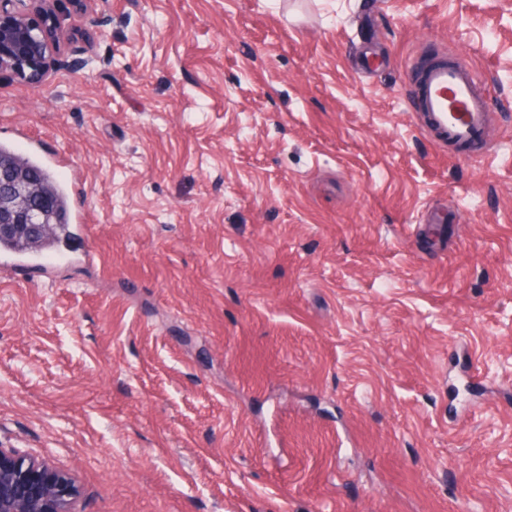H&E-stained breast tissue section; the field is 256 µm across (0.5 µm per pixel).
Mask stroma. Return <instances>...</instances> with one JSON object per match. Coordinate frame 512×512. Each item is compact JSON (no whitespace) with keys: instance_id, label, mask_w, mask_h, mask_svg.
<instances>
[{"instance_id":"1","label":"stroma","mask_w":512,"mask_h":512,"mask_svg":"<svg viewBox=\"0 0 512 512\" xmlns=\"http://www.w3.org/2000/svg\"><path fill=\"white\" fill-rule=\"evenodd\" d=\"M74 24L111 64L0 76V128L84 206L72 262L0 269V448L80 512H512V0ZM430 51L474 74L486 157L416 120Z\"/></svg>"}]
</instances>
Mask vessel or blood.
Wrapping results in <instances>:
<instances>
[{
  "label": "vessel or blood",
  "instance_id": "b4317fda",
  "mask_svg": "<svg viewBox=\"0 0 512 512\" xmlns=\"http://www.w3.org/2000/svg\"><path fill=\"white\" fill-rule=\"evenodd\" d=\"M423 127L441 141H453L483 157L487 109L471 71L440 58L425 64L414 92Z\"/></svg>",
  "mask_w": 512,
  "mask_h": 512
}]
</instances>
